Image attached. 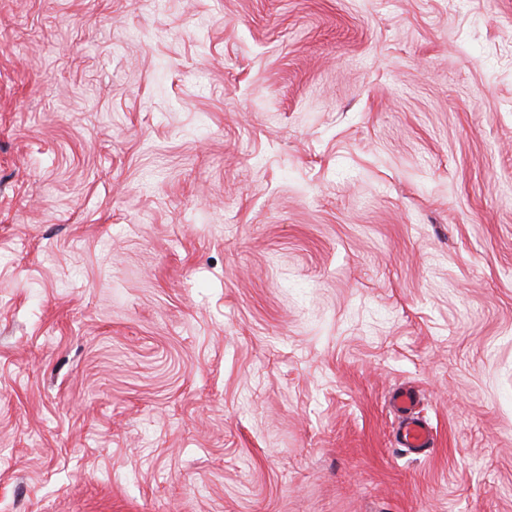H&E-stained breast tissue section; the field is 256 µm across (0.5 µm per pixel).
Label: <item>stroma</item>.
<instances>
[{
	"mask_svg": "<svg viewBox=\"0 0 512 512\" xmlns=\"http://www.w3.org/2000/svg\"><path fill=\"white\" fill-rule=\"evenodd\" d=\"M0 512H512V0H0ZM391 404L402 417L398 432L400 448L415 452H425L432 448V428L427 422L413 415L416 405L415 393L410 389H399L393 393Z\"/></svg>",
	"mask_w": 512,
	"mask_h": 512,
	"instance_id": "1",
	"label": "stroma"
}]
</instances>
